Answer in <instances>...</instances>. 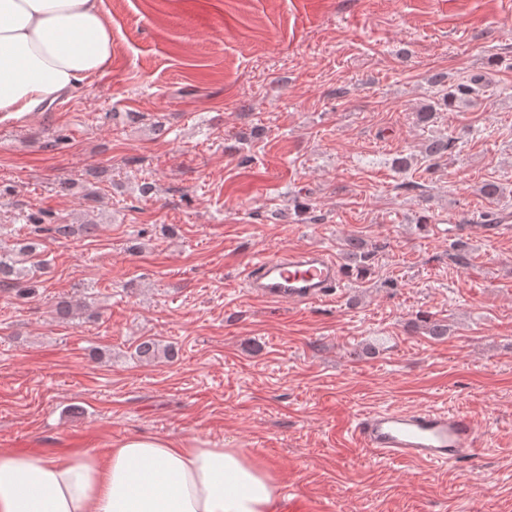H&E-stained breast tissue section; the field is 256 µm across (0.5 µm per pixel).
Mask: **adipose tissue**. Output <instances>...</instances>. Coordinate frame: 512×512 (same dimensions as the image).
<instances>
[{
	"mask_svg": "<svg viewBox=\"0 0 512 512\" xmlns=\"http://www.w3.org/2000/svg\"><path fill=\"white\" fill-rule=\"evenodd\" d=\"M102 0H0V116L112 65ZM276 476L238 448L133 433L106 454L0 451V512H280Z\"/></svg>",
	"mask_w": 512,
	"mask_h": 512,
	"instance_id": "adipose-tissue-1",
	"label": "adipose tissue"
}]
</instances>
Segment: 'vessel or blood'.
<instances>
[{
    "label": "vessel or blood",
    "instance_id": "b4317fda",
    "mask_svg": "<svg viewBox=\"0 0 512 512\" xmlns=\"http://www.w3.org/2000/svg\"><path fill=\"white\" fill-rule=\"evenodd\" d=\"M247 288L268 302L309 305L331 297L341 284L336 259L309 249L263 255L241 273ZM351 432L380 460L448 465L480 456L482 444L465 413L437 409H379L356 416Z\"/></svg>",
    "mask_w": 512,
    "mask_h": 512
}]
</instances>
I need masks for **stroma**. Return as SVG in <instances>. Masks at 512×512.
<instances>
[{
    "instance_id": "35a3bbf8",
    "label": "stroma",
    "mask_w": 512,
    "mask_h": 512,
    "mask_svg": "<svg viewBox=\"0 0 512 512\" xmlns=\"http://www.w3.org/2000/svg\"><path fill=\"white\" fill-rule=\"evenodd\" d=\"M102 10L110 71L0 121V248L29 234L30 213L97 226L44 239L31 298L0 290V448L198 439L246 449L305 512H512V231L483 218L512 217V8ZM477 75L486 92L441 106ZM448 136L451 154L421 171ZM350 237L373 253L365 273L344 260ZM308 248L342 260L334 297L251 295L256 253ZM62 300L82 308L59 317ZM421 313L445 339L416 328ZM147 339L175 359L140 358ZM387 407L463 411L486 449L433 469L373 459L351 422Z\"/></svg>"
}]
</instances>
